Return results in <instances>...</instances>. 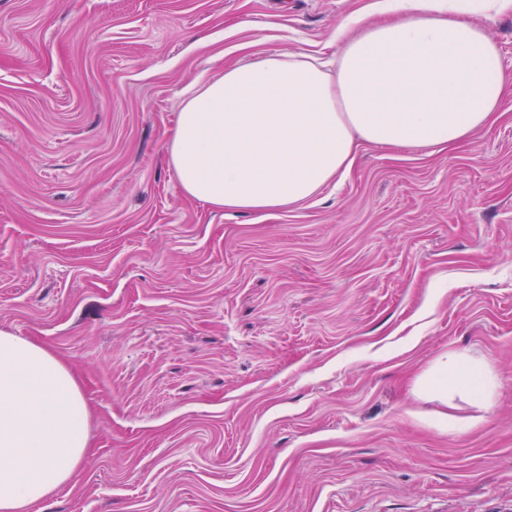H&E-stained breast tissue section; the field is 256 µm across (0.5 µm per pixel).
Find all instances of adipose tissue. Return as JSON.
Here are the masks:
<instances>
[{"instance_id": "ef3b65f1", "label": "adipose tissue", "mask_w": 512, "mask_h": 512, "mask_svg": "<svg viewBox=\"0 0 512 512\" xmlns=\"http://www.w3.org/2000/svg\"><path fill=\"white\" fill-rule=\"evenodd\" d=\"M335 70L316 56L245 62L188 97L167 146L191 198L219 209L282 210L344 172L358 142L445 148L491 125L508 92L497 45L449 12L448 0H404L401 14L348 36ZM498 384L456 354L419 380L421 392L482 402ZM90 410L51 350L0 330V512L71 484L89 446Z\"/></svg>"}]
</instances>
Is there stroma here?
Instances as JSON below:
<instances>
[{"instance_id":"obj_1","label":"stroma","mask_w":512,"mask_h":512,"mask_svg":"<svg viewBox=\"0 0 512 512\" xmlns=\"http://www.w3.org/2000/svg\"><path fill=\"white\" fill-rule=\"evenodd\" d=\"M385 18L0 0V330L92 409L73 484L35 512H512V96L441 152L361 144L281 211L193 200L167 161L188 90ZM472 19L512 72V12ZM450 352L494 371L487 410L416 395Z\"/></svg>"}]
</instances>
